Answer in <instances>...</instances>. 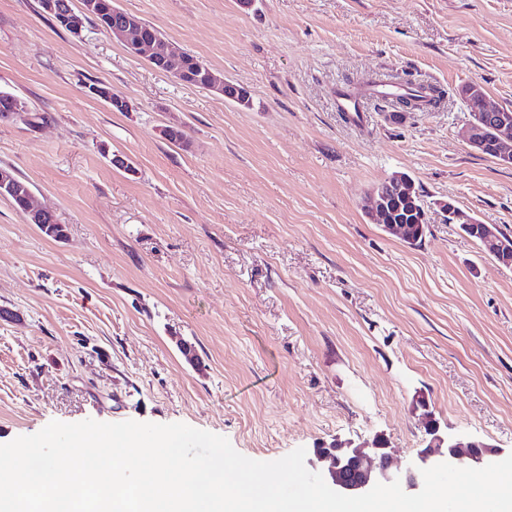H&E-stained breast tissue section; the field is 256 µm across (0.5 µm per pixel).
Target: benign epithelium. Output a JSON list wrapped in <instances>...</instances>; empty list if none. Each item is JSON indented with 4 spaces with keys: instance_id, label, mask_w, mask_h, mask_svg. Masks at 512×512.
I'll return each instance as SVG.
<instances>
[{
    "instance_id": "benign-epithelium-1",
    "label": "benign epithelium",
    "mask_w": 512,
    "mask_h": 512,
    "mask_svg": "<svg viewBox=\"0 0 512 512\" xmlns=\"http://www.w3.org/2000/svg\"><path fill=\"white\" fill-rule=\"evenodd\" d=\"M40 5L60 27L75 36L82 33L87 17L98 14L100 9L97 0H80L76 9L64 0H40ZM109 9L112 17L107 19L108 31L129 54L145 57L154 68L172 74L184 84L196 77L201 81V88L241 106L249 105L250 95L246 89L224 79L199 59L179 51L162 36H145L138 16L112 4ZM89 91L109 107L118 104L123 111L130 110L129 102L112 93L109 86L95 85ZM459 95L479 105L478 111L468 113L464 127L468 145L479 154L490 151L497 162L512 166V113L490 105L484 87L477 82L464 85ZM0 197L18 200L28 223L37 225L48 236L53 235L54 225L43 223L46 209L34 206L30 188L20 183L10 168L0 167ZM366 213L387 233L413 244L419 242V235L427 223L424 204L414 181L400 173L392 175L372 191ZM462 226L477 236L484 249L509 262L512 245L502 238L496 226L480 224L473 219L466 220ZM425 425L428 444L403 469L392 470L386 435L382 432L359 443L340 438L329 444L319 443L313 448L308 464L318 470L331 489L343 495H361L377 483L389 484L396 479L405 492L416 494L423 487V468L442 462L457 467L481 468L498 455L494 445L452 434L431 416L425 420Z\"/></svg>"
}]
</instances>
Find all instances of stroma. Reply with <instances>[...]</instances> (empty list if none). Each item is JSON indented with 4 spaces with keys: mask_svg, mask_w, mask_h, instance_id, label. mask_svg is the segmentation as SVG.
<instances>
[{
    "mask_svg": "<svg viewBox=\"0 0 512 512\" xmlns=\"http://www.w3.org/2000/svg\"><path fill=\"white\" fill-rule=\"evenodd\" d=\"M115 4L251 104L97 22L76 37L39 0H0V91L29 109L0 122V166L66 226L47 237L0 198V444L53 421L184 423L273 461L382 432L398 468L428 411L511 455L512 268L438 204L512 232V167L466 144L458 95L477 82L512 107V0ZM381 74L444 97L391 122L368 92ZM348 90L356 122L336 107ZM396 173L427 212L414 246L362 210ZM108 13L112 10V19L106 17L108 31L112 37L120 41L127 52L133 56H144L155 69L172 74L178 81L189 84L191 78H198L201 87L209 92L223 96L241 106H248L250 95L248 91L239 87L223 76L218 75L197 58L189 57L187 53L179 51L172 43L158 34L157 30L136 15L125 12L108 0ZM140 19L144 25L141 31Z\"/></svg>",
    "mask_w": 512,
    "mask_h": 512,
    "instance_id": "1",
    "label": "stroma"
}]
</instances>
